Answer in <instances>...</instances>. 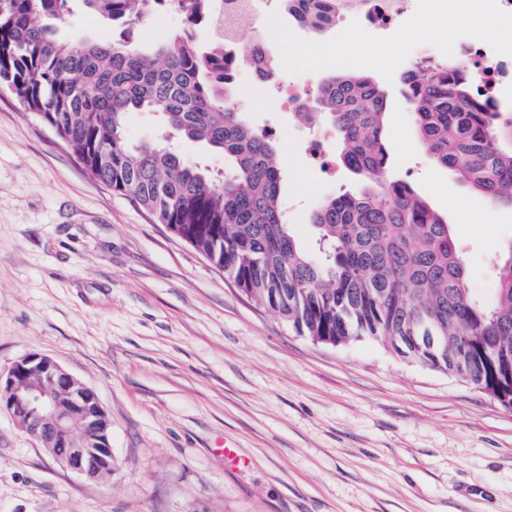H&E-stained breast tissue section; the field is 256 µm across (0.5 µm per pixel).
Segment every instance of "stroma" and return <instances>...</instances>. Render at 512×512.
<instances>
[{"instance_id":"stroma-1","label":"stroma","mask_w":512,"mask_h":512,"mask_svg":"<svg viewBox=\"0 0 512 512\" xmlns=\"http://www.w3.org/2000/svg\"><path fill=\"white\" fill-rule=\"evenodd\" d=\"M512 52L495 0H437L354 35L387 94L392 173L447 217L489 295L512 246V208L437 166L415 132L402 75L420 46L457 56L465 31ZM288 16L262 37L279 78L336 74L304 55L333 40ZM248 119L275 131L286 217L302 242L329 194L358 191L342 164L313 166L311 132L275 84L241 72ZM52 357L112 420L114 472L93 483L55 462L0 412V512H512V407L369 338L300 335L129 197L92 178L53 129L0 91V370ZM232 442L248 461L233 469Z\"/></svg>"}]
</instances>
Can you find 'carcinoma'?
I'll use <instances>...</instances> for the list:
<instances>
[{
    "label": "carcinoma",
    "instance_id": "obj_1",
    "mask_svg": "<svg viewBox=\"0 0 512 512\" xmlns=\"http://www.w3.org/2000/svg\"><path fill=\"white\" fill-rule=\"evenodd\" d=\"M283 0L310 32L330 28L342 2ZM143 0H0V88L51 125L87 171L170 224L246 295L315 341L367 336L432 369L458 375L512 404V245L495 299L470 288L448 221L404 180L389 175L383 142L387 95L368 75L324 80L307 126L331 125L339 159L364 188L324 198L304 245L288 224L273 133L249 123L231 71L272 54L253 44L224 49L197 31L213 0H178L183 27L152 52L133 30ZM112 28V41L59 35L75 10ZM414 125L434 162L493 204L512 207V118L491 111L457 60L402 76ZM160 114L161 136L135 144L127 116ZM178 139L224 154V177L185 162Z\"/></svg>",
    "mask_w": 512,
    "mask_h": 512
}]
</instances>
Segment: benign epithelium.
Wrapping results in <instances>:
<instances>
[{
  "instance_id": "benign-epithelium-1",
  "label": "benign epithelium",
  "mask_w": 512,
  "mask_h": 512,
  "mask_svg": "<svg viewBox=\"0 0 512 512\" xmlns=\"http://www.w3.org/2000/svg\"><path fill=\"white\" fill-rule=\"evenodd\" d=\"M2 410L66 469L111 478L112 421L96 392L53 358L30 353L0 370Z\"/></svg>"
}]
</instances>
